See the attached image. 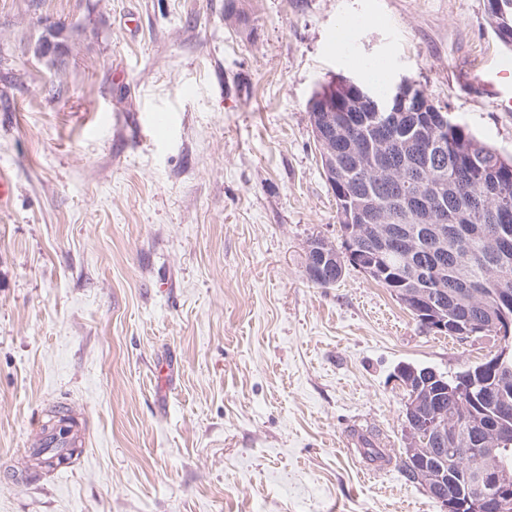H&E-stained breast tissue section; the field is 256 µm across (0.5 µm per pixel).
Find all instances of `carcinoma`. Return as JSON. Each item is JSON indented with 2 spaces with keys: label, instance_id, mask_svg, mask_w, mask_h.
Returning <instances> with one entry per match:
<instances>
[{
  "label": "carcinoma",
  "instance_id": "cac0c4a2",
  "mask_svg": "<svg viewBox=\"0 0 512 512\" xmlns=\"http://www.w3.org/2000/svg\"><path fill=\"white\" fill-rule=\"evenodd\" d=\"M488 21L498 39L512 46V9L506 15L488 14ZM336 93V112L347 101L351 89L340 78L316 91L310 102L317 103L319 97ZM401 127L409 134L384 149L382 156L368 157L360 164H344L343 172L336 178H345L348 193L333 191L336 197L338 224L344 251L322 239L308 245L306 260L320 261L315 247L327 248L334 254L336 262L322 267L318 277L310 278L315 285L327 288L342 276L345 264L355 262L353 254L359 251L357 238L361 233L376 239L388 231L393 224H402L415 232L417 249L410 256L394 249L379 257L371 280L391 292L404 290L415 297L434 290L435 304H454L457 316L470 323L471 330L478 334L499 333L495 319L503 311L512 314V250L495 248L497 232L512 239V221L503 224L498 220L496 200L484 195L480 181L491 179L498 191L512 200V155L504 154L478 139L465 125L448 120L446 130L428 134L417 131L421 127L414 114L402 118ZM444 142L447 151L437 146ZM466 148L479 158L483 171H476L465 159L455 158L448 163V149ZM437 183L447 185L448 237L447 247L439 252L430 250L423 240L425 225L409 222L398 209L394 198L402 189L432 191ZM367 212L383 209L389 221L382 224H351L347 215L355 209ZM481 378L487 387L496 390L500 402L512 407V361L495 372L486 371ZM429 406L440 405L448 416V429L459 430L463 439L472 440L484 436L477 428L469 429L476 421V408L468 400L456 397L452 391L436 397L421 390Z\"/></svg>",
  "mask_w": 512,
  "mask_h": 512
}]
</instances>
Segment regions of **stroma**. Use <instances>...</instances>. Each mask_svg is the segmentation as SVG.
Instances as JSON below:
<instances>
[{"label": "stroma", "mask_w": 512, "mask_h": 512, "mask_svg": "<svg viewBox=\"0 0 512 512\" xmlns=\"http://www.w3.org/2000/svg\"><path fill=\"white\" fill-rule=\"evenodd\" d=\"M485 8L0 0V512H441L400 469L397 368L451 375L500 340L428 331L350 266L308 279L311 237L342 239L307 103L379 61L512 153ZM67 409L81 453L26 480Z\"/></svg>", "instance_id": "stroma-1"}]
</instances>
